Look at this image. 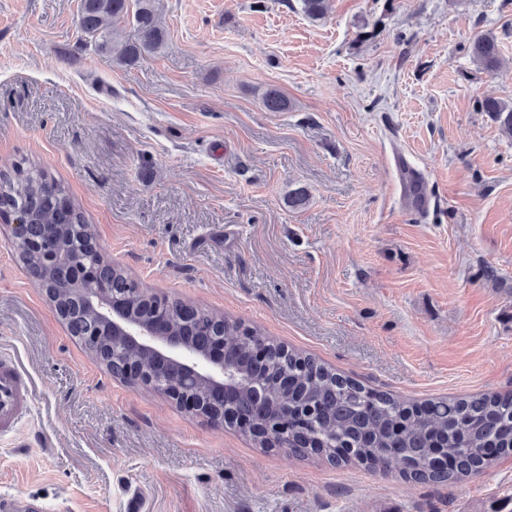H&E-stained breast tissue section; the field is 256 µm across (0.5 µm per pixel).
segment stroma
<instances>
[{
  "instance_id": "obj_1",
  "label": "stroma",
  "mask_w": 512,
  "mask_h": 512,
  "mask_svg": "<svg viewBox=\"0 0 512 512\" xmlns=\"http://www.w3.org/2000/svg\"><path fill=\"white\" fill-rule=\"evenodd\" d=\"M161 51L80 45L79 0H0V170L68 187L161 298L418 403L512 392V0H158ZM499 45L495 70L470 55ZM280 90L285 112L262 96ZM303 186L308 204L288 206ZM0 351L31 415L0 497L46 512H512V456L457 484L301 460L114 378L0 222ZM499 47L495 38L490 34L479 35L471 44V54L484 70L492 71L499 60ZM481 108L484 112H488L504 134L512 137V101L486 97L481 101Z\"/></svg>"
}]
</instances>
